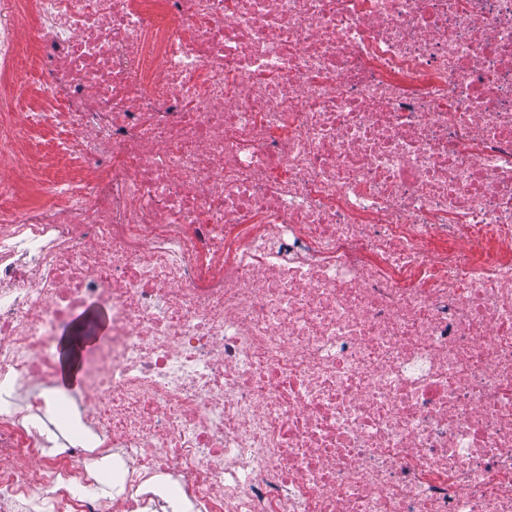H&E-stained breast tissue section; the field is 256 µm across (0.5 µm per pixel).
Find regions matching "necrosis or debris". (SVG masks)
Masks as SVG:
<instances>
[{
    "label": "necrosis or debris",
    "mask_w": 512,
    "mask_h": 512,
    "mask_svg": "<svg viewBox=\"0 0 512 512\" xmlns=\"http://www.w3.org/2000/svg\"><path fill=\"white\" fill-rule=\"evenodd\" d=\"M0 512H512V0H0Z\"/></svg>",
    "instance_id": "obj_1"
}]
</instances>
